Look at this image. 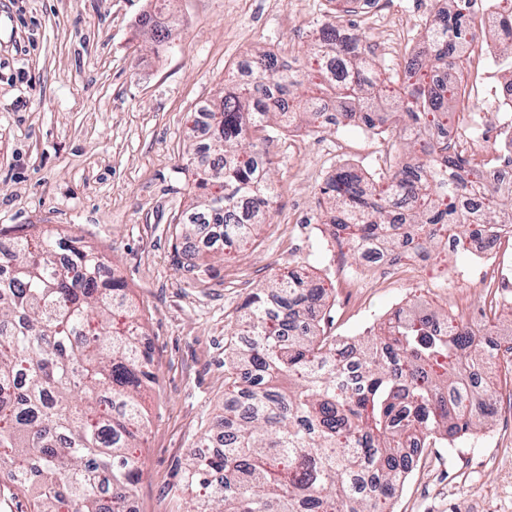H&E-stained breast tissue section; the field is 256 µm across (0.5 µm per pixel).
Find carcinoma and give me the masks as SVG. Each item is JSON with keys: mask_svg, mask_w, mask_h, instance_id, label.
I'll list each match as a JSON object with an SVG mask.
<instances>
[{"mask_svg": "<svg viewBox=\"0 0 512 512\" xmlns=\"http://www.w3.org/2000/svg\"><path fill=\"white\" fill-rule=\"evenodd\" d=\"M476 0H436L429 49L405 76L381 77L380 62L356 35L325 21L302 52L300 78L269 51L253 56L256 80L224 90L210 120V161L195 168V201L175 224L188 237L213 225L224 241L249 244L267 221L276 188L259 165L251 131L314 128L330 101L346 120L378 133L401 132L415 163L389 165L368 184L350 167L321 189L326 223L361 256L375 250L427 253L448 236L483 234L489 244L512 225V197L490 190L463 152L421 137L448 125L463 81L438 86L437 64L462 70ZM494 4L499 40L512 59V0ZM278 80L286 105L260 88ZM13 229L0 241V466L34 512H131L142 470L132 449L146 427L140 397L156 380L143 326L106 259L59 233ZM69 259L59 266L57 250ZM325 288L298 271L277 276L244 306V343L224 348V416L183 470L186 512H391L411 472L405 451L469 434L497 412L490 378L497 326L475 330L452 314L434 333L409 305L383 332L346 351L316 323Z\"/></svg>", "mask_w": 512, "mask_h": 512, "instance_id": "obj_1", "label": "carcinoma"}]
</instances>
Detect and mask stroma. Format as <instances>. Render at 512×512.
Returning <instances> with one entry per match:
<instances>
[{"label":"stroma","mask_w":512,"mask_h":512,"mask_svg":"<svg viewBox=\"0 0 512 512\" xmlns=\"http://www.w3.org/2000/svg\"><path fill=\"white\" fill-rule=\"evenodd\" d=\"M379 17L344 22L382 64L398 67L412 44L401 10L428 24L434 0H380ZM326 0H169L178 25L157 50L142 20L152 0H0V237L35 224L103 255L145 326L157 380L143 393L148 428L136 512H185L182 467L224 405V345L246 299L279 266L325 277L319 314L326 335L366 336L396 307L412 303L480 324L499 318L512 345V316L497 314L491 288L472 276L466 252L441 242L404 260L419 279L363 280L364 261L322 237L320 190L340 164L379 172L401 156L400 137L356 126L256 131L258 161L277 196L246 250L214 258L189 249L173 224L187 208L196 161L204 160L195 115L242 82L255 49L296 58ZM202 273L194 274L190 265ZM394 512H512V419L496 415L466 441L425 449Z\"/></svg>","instance_id":"35a3bbf8"}]
</instances>
